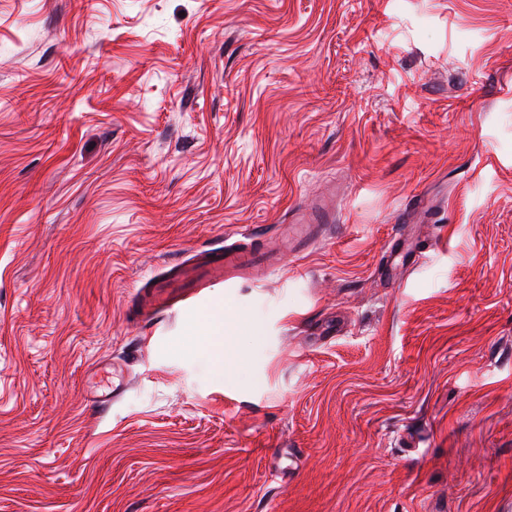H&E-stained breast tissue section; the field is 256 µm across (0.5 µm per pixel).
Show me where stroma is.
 Here are the masks:
<instances>
[{"label": "stroma", "instance_id": "35a3bbf8", "mask_svg": "<svg viewBox=\"0 0 512 512\" xmlns=\"http://www.w3.org/2000/svg\"><path fill=\"white\" fill-rule=\"evenodd\" d=\"M0 512H512V0H0ZM335 218V202L316 199L298 208L287 224H277L274 234L268 235L255 228L239 233L245 241H224L218 248L201 251L195 257L175 264L170 275L149 294L154 309L172 308L178 288L183 282L202 275L211 283L245 276L259 267L277 269L288 257L306 252L319 237L318 224L331 223ZM296 250V251H295ZM111 365H103L97 368L96 375H99L100 377H107L105 373L107 372V368H111ZM127 389V383L126 380L122 377L118 378L116 374H114L113 367H112V387L107 392H94L93 393V401L99 406L102 407L103 405H108L112 403V400H116L119 397H121Z\"/></svg>", "mask_w": 512, "mask_h": 512}]
</instances>
